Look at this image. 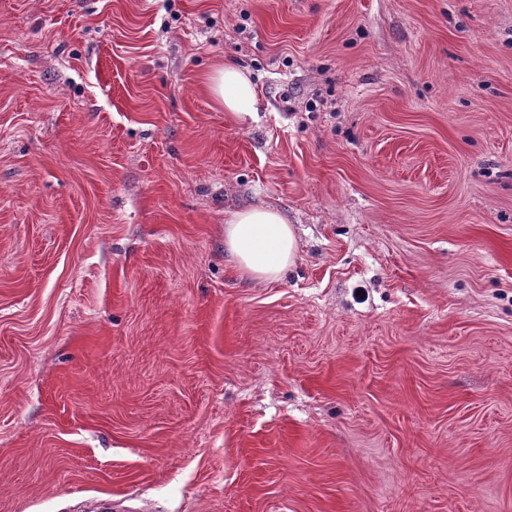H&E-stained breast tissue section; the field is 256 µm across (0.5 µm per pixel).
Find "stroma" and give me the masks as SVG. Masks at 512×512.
I'll return each mask as SVG.
<instances>
[{"label": "stroma", "mask_w": 512, "mask_h": 512, "mask_svg": "<svg viewBox=\"0 0 512 512\" xmlns=\"http://www.w3.org/2000/svg\"><path fill=\"white\" fill-rule=\"evenodd\" d=\"M103 500L512 512V0H0V512ZM214 100L235 118L244 120L257 112V91L249 73L241 67L224 62V68L209 78ZM224 223V250L241 277L274 283L295 264V229L277 209L249 207L230 213Z\"/></svg>", "instance_id": "35a3bbf8"}]
</instances>
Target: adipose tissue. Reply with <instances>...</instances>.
Returning a JSON list of instances; mask_svg holds the SVG:
<instances>
[{
    "mask_svg": "<svg viewBox=\"0 0 512 512\" xmlns=\"http://www.w3.org/2000/svg\"><path fill=\"white\" fill-rule=\"evenodd\" d=\"M209 89L214 100L237 119L257 110V91L248 72L233 63H225L210 76ZM224 250L241 277L274 283L296 262L295 229L273 207L238 210L225 220Z\"/></svg>",
    "mask_w": 512,
    "mask_h": 512,
    "instance_id": "ef3b65f1",
    "label": "adipose tissue"
}]
</instances>
